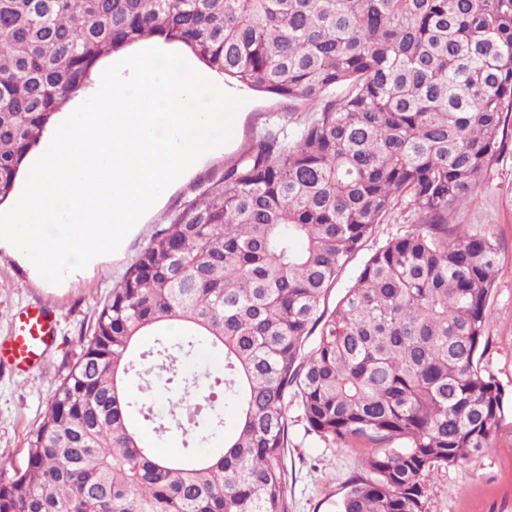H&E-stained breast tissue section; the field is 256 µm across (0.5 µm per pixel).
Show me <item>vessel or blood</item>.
Returning <instances> with one entry per match:
<instances>
[{
	"instance_id": "1",
	"label": "vessel or blood",
	"mask_w": 512,
	"mask_h": 512,
	"mask_svg": "<svg viewBox=\"0 0 512 512\" xmlns=\"http://www.w3.org/2000/svg\"><path fill=\"white\" fill-rule=\"evenodd\" d=\"M56 316L44 302L28 305L16 316L11 334L0 342V363L26 372L45 362L55 339Z\"/></svg>"
}]
</instances>
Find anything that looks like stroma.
<instances>
[{"label":"stroma","instance_id":"35a3bbf8","mask_svg":"<svg viewBox=\"0 0 512 512\" xmlns=\"http://www.w3.org/2000/svg\"><path fill=\"white\" fill-rule=\"evenodd\" d=\"M246 103L231 140L212 150L191 172L172 183L115 253L107 254L58 285L48 284L34 265L0 246V340L11 333L15 313L36 302L50 303L57 336L43 366L24 375L0 364V473L9 475L26 457V438L35 429L66 370L78 357L100 304L122 281L151 237L184 201L195 197L205 177L220 172L268 129L287 127L296 136L314 114L307 100L242 91ZM500 157L473 185L469 201L452 212L458 234H492L498 246L497 274L486 308L489 344L480 366L502 386L512 404V125ZM288 512H336L349 479L362 470L363 453L343 449L308 433L289 409ZM426 512H512V417L479 458L439 469L427 483Z\"/></svg>","mask_w":512,"mask_h":512}]
</instances>
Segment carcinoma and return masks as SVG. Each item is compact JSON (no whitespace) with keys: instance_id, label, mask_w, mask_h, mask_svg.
Here are the masks:
<instances>
[{"instance_id":"carcinoma-1","label":"carcinoma","mask_w":512,"mask_h":512,"mask_svg":"<svg viewBox=\"0 0 512 512\" xmlns=\"http://www.w3.org/2000/svg\"><path fill=\"white\" fill-rule=\"evenodd\" d=\"M154 36L317 110L201 183L137 255L0 478V512H288L290 403L305 431L372 448L336 512H426L428 478L483 455L507 410L479 366L497 248L452 235L448 212L503 151L512 0H0V204L98 61ZM402 198L415 229L329 308ZM201 344L222 373L186 369ZM134 413L184 454L156 456ZM212 438L224 451L192 454Z\"/></svg>"}]
</instances>
